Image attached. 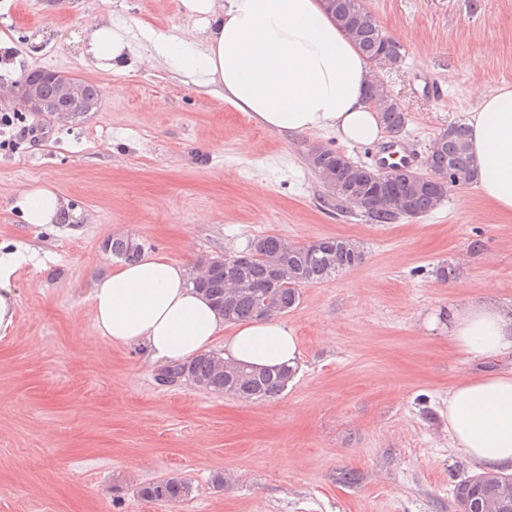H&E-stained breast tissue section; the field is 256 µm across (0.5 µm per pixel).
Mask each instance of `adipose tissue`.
Wrapping results in <instances>:
<instances>
[{"mask_svg": "<svg viewBox=\"0 0 512 512\" xmlns=\"http://www.w3.org/2000/svg\"><path fill=\"white\" fill-rule=\"evenodd\" d=\"M195 22L181 36L145 30L153 52L174 71L214 86L237 109L285 138L329 131L343 143L381 140L385 128L366 100L374 79L369 61L323 10L320 0H181ZM129 28L98 17L84 28L83 61L101 72L123 71L142 55ZM476 170L474 183L495 209L512 215V85L480 93L464 118ZM26 224H72L79 209L49 185L13 200ZM20 251H0V331L12 329L17 296L11 286L26 262ZM95 325L113 344L143 346L152 361L186 362L222 345L229 364L288 367L300 374L302 355L280 319L237 322L225 333L223 315L198 290L182 264L146 256L93 282ZM427 327L447 334L451 346L485 370L448 389V442L476 470L512 473V301L493 295L457 299L448 316Z\"/></svg>", "mask_w": 512, "mask_h": 512, "instance_id": "ef3b65f1", "label": "adipose tissue"}]
</instances>
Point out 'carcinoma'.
Segmentation results:
<instances>
[{
    "instance_id": "1",
    "label": "carcinoma",
    "mask_w": 512,
    "mask_h": 512,
    "mask_svg": "<svg viewBox=\"0 0 512 512\" xmlns=\"http://www.w3.org/2000/svg\"><path fill=\"white\" fill-rule=\"evenodd\" d=\"M339 15L336 22L346 28V21L358 20L349 38L377 66L386 57L391 65L402 62L404 54L400 43L385 35L373 16L366 12L360 0H337ZM372 108L379 112L386 130L399 133L406 125L405 112L395 106L394 98L384 88H379ZM468 127L455 123L435 138L436 144L431 153V165L445 168L460 174L463 183L470 184L474 178V159L468 142ZM411 205L404 211L394 209L389 203V193L376 191L372 186L364 187L365 197L359 208L371 224H394L403 216L428 214L437 209L446 199L442 193L429 188L417 187L408 190ZM254 248L258 254L244 265L218 270L206 280L194 285L215 303L228 322L247 321L266 316L259 307L254 293H229L224 288V277L242 280L258 291L271 293L275 303L286 314L300 301L302 287L322 283L352 270L364 263L365 255L360 244L352 239L324 237L308 245H286V241L277 235H269L256 240ZM106 249L113 257L122 261H134L140 257L142 245L131 244L123 237H113L107 242ZM278 261L286 279L276 288H269L274 267L272 261ZM219 358L202 354L194 359L167 367V373L175 376L189 370L193 377L212 385V390L232 392L246 401H267L280 396L292 380V373L286 369L257 370L240 368V372L231 375L218 367ZM512 481L502 477L493 483L466 480L461 486L460 496L478 499L492 512L498 509L497 491L502 485ZM188 483L180 477L172 476L150 483L141 490L142 496L149 501L179 502L189 494Z\"/></svg>"
}]
</instances>
